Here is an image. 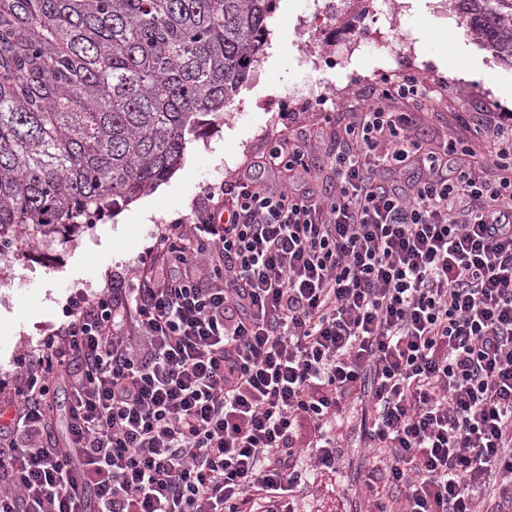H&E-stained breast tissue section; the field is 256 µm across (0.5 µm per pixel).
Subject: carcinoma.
<instances>
[{"mask_svg":"<svg viewBox=\"0 0 512 512\" xmlns=\"http://www.w3.org/2000/svg\"><path fill=\"white\" fill-rule=\"evenodd\" d=\"M512 67V0H451ZM276 0H0V256L128 205L219 118Z\"/></svg>","mask_w":512,"mask_h":512,"instance_id":"cac0c4a2","label":"carcinoma"}]
</instances>
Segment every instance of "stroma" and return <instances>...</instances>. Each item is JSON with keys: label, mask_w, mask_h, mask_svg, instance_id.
I'll return each mask as SVG.
<instances>
[{"label": "stroma", "mask_w": 512, "mask_h": 512, "mask_svg": "<svg viewBox=\"0 0 512 512\" xmlns=\"http://www.w3.org/2000/svg\"><path fill=\"white\" fill-rule=\"evenodd\" d=\"M332 2L277 0L267 21L277 52L262 50L223 117L188 136L148 220L129 218L125 207L112 209L91 228L9 254L10 279L0 283L1 383L17 356L66 322L75 294L92 296L109 278L128 279L147 259L157 228L189 222L195 201L210 188L246 170L274 180L260 165L268 142L281 130L318 123L320 99L358 112L387 78L415 75L431 95L414 138L427 143L451 134L467 150L481 144L475 130L491 114L512 116V67L458 28L448 0H356L342 10ZM378 31L402 39L397 54L379 45ZM360 418L361 405L352 402L336 429L345 461L336 476L319 477L298 492L301 512H365L362 480L373 452L360 437Z\"/></svg>", "instance_id": "obj_1"}]
</instances>
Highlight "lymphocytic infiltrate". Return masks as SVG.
I'll return each mask as SVG.
<instances>
[{"mask_svg": "<svg viewBox=\"0 0 512 512\" xmlns=\"http://www.w3.org/2000/svg\"><path fill=\"white\" fill-rule=\"evenodd\" d=\"M427 98L405 74L345 125L324 111L330 193L295 187L320 136H276L278 182H222L132 287L72 302L0 384V512H289L302 455L335 473L354 393L373 512H478L493 487L512 512V124L460 162L411 136Z\"/></svg>", "mask_w": 512, "mask_h": 512, "instance_id": "obj_1", "label": "lymphocytic infiltrate"}]
</instances>
